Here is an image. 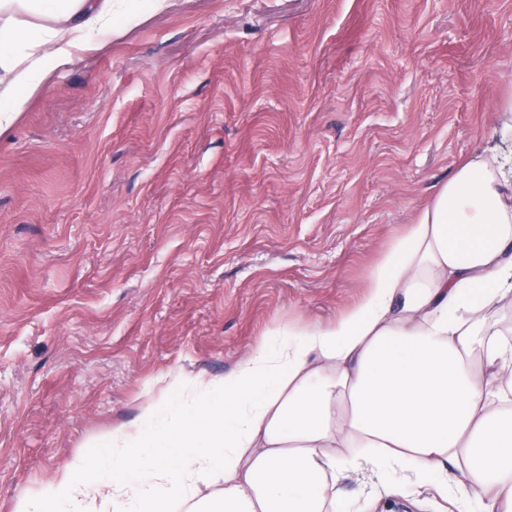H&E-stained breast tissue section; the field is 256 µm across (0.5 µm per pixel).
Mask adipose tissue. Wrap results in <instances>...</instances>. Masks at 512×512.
Returning <instances> with one entry per match:
<instances>
[{
	"label": "adipose tissue",
	"mask_w": 512,
	"mask_h": 512,
	"mask_svg": "<svg viewBox=\"0 0 512 512\" xmlns=\"http://www.w3.org/2000/svg\"><path fill=\"white\" fill-rule=\"evenodd\" d=\"M172 0H0V131L75 55ZM512 155L462 162L327 324L267 330L219 376L182 371L14 512H351L387 490L512 512Z\"/></svg>",
	"instance_id": "1"
}]
</instances>
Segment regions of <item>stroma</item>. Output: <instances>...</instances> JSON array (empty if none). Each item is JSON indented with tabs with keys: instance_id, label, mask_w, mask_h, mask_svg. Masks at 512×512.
<instances>
[{
	"instance_id": "35a3bbf8",
	"label": "stroma",
	"mask_w": 512,
	"mask_h": 512,
	"mask_svg": "<svg viewBox=\"0 0 512 512\" xmlns=\"http://www.w3.org/2000/svg\"><path fill=\"white\" fill-rule=\"evenodd\" d=\"M509 95L512 0H174L62 65L0 133V512L162 375L353 305L463 160L512 151Z\"/></svg>"
}]
</instances>
